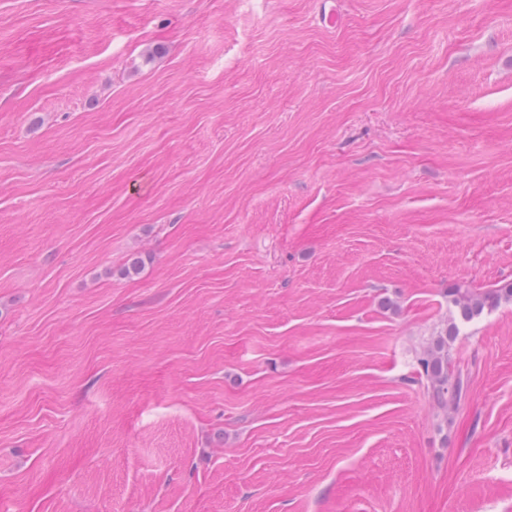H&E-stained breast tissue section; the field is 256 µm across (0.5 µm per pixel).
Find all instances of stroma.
Listing matches in <instances>:
<instances>
[{"label":"stroma","mask_w":512,"mask_h":512,"mask_svg":"<svg viewBox=\"0 0 512 512\" xmlns=\"http://www.w3.org/2000/svg\"><path fill=\"white\" fill-rule=\"evenodd\" d=\"M510 283L512 0H0V512H512ZM450 293L457 315L448 319L441 330L431 337L418 362L420 379L428 397L434 409L446 421L458 409L467 391V380L455 369L452 353L453 343L460 333V325L480 316L486 308L512 301V285L487 291L452 288Z\"/></svg>","instance_id":"stroma-1"}]
</instances>
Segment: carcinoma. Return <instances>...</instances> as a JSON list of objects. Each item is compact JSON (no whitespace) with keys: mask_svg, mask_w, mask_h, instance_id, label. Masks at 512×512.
<instances>
[{"mask_svg":"<svg viewBox=\"0 0 512 512\" xmlns=\"http://www.w3.org/2000/svg\"><path fill=\"white\" fill-rule=\"evenodd\" d=\"M452 303L457 315L426 344L419 358L420 379L434 409L448 417L454 413L467 391V380L455 369L453 343L460 333V325L484 310L512 301V285H504L487 291L469 288L451 289Z\"/></svg>","mask_w":512,"mask_h":512,"instance_id":"1","label":"carcinoma"}]
</instances>
